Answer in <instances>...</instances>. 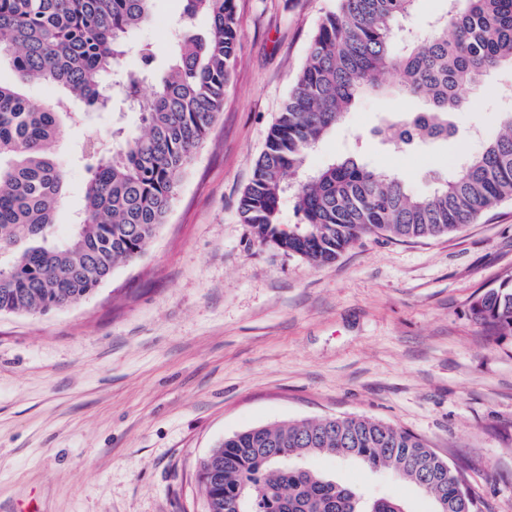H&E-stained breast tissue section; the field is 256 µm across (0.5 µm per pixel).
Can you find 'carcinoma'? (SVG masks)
<instances>
[{
  "label": "carcinoma",
  "mask_w": 512,
  "mask_h": 512,
  "mask_svg": "<svg viewBox=\"0 0 512 512\" xmlns=\"http://www.w3.org/2000/svg\"><path fill=\"white\" fill-rule=\"evenodd\" d=\"M171 65L159 76L155 49L124 66L128 37L151 15L153 0H0V65L16 79L0 82V314H47L91 294L119 263L137 260L156 237L196 149L224 111L238 57L234 0H182ZM415 0H336L319 21L305 61L271 126L237 212L256 237L306 259L331 262L365 235L425 238L475 224L512 200V112L502 132L426 195L409 193L397 174L354 156L309 171L308 153L363 95L422 99L420 112L393 111L374 135L406 149L448 140V114L464 110L466 92L512 65V0H448L426 21L424 36L394 51ZM210 21L208 35L196 19ZM64 89L42 104L25 87ZM138 112L143 130L117 139L97 132L81 143L94 164L84 206L69 236L55 235L66 204V173L55 155L64 129L115 100ZM84 108L78 110L74 102ZM294 178V184L286 178ZM291 195L300 223L283 227ZM473 321L494 336L512 334V280L485 291ZM348 455L394 472L416 487L431 483L437 512H481L459 497V475L418 436L366 417H325L252 428L224 439L200 470L208 512H405L391 498L364 502L349 487L268 460Z\"/></svg>",
  "instance_id": "obj_1"
}]
</instances>
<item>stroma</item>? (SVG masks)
Instances as JSON below:
<instances>
[{
    "instance_id": "35a3bbf8",
    "label": "stroma",
    "mask_w": 512,
    "mask_h": 512,
    "mask_svg": "<svg viewBox=\"0 0 512 512\" xmlns=\"http://www.w3.org/2000/svg\"><path fill=\"white\" fill-rule=\"evenodd\" d=\"M335 0H235L238 60L224 110L183 173L165 224L90 297L45 315H0V512H207L201 462L233 434L288 421L365 416L421 436L459 471L482 512H512V335L471 318L512 280V202L441 237L360 239L314 266L241 223L238 201L307 44ZM181 0H154L132 35L164 70ZM468 93L448 141L410 151L373 130L391 100L363 96L308 154L315 170L351 151L432 191L500 132L512 69ZM135 132L115 102L68 128L60 159L65 236L83 204L73 149L89 130ZM369 497L433 500L388 470L297 458Z\"/></svg>"
}]
</instances>
